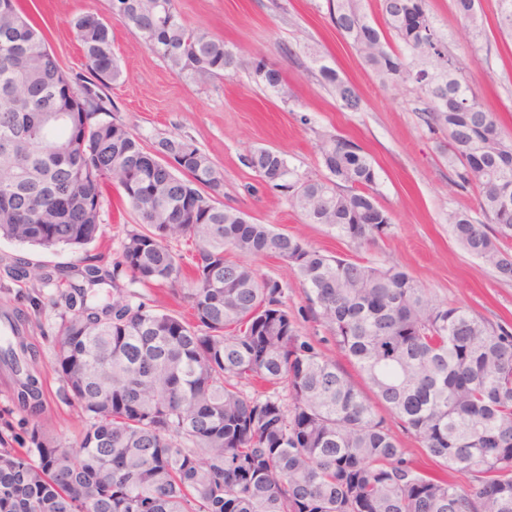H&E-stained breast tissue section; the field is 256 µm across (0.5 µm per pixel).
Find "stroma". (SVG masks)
I'll list each match as a JSON object with an SVG mask.
<instances>
[{
	"instance_id": "stroma-1",
	"label": "stroma",
	"mask_w": 512,
	"mask_h": 512,
	"mask_svg": "<svg viewBox=\"0 0 512 512\" xmlns=\"http://www.w3.org/2000/svg\"><path fill=\"white\" fill-rule=\"evenodd\" d=\"M20 8L41 25L50 50L70 77H88L86 60L68 27L73 16L97 13L112 29V49L122 76L103 87L111 103L110 117L128 127L145 144L178 136L209 157L224 179L225 206L246 213L277 232L303 239L329 256L363 259L406 268L417 283L438 299L469 307L475 315L512 328V282L498 280L492 269L463 252L448 232V213L475 210L473 193L454 187L438 141L420 120L419 104L409 88L382 80L337 31L327 0H176L183 24L190 30L224 39L247 60L261 56L287 84L291 98L282 101L257 84L247 67L201 83L170 69L152 53L134 30L107 10V0H18ZM486 16L484 48L472 54V35L456 17L451 0H428L436 26L465 68L471 87L487 111L498 113L502 131L512 136V39L494 26L495 0H480ZM335 68L356 90L358 111L344 108L324 84L319 64ZM329 134L358 144L376 172V199L389 211L388 235L359 244L324 224L306 223L294 210L287 190L263 183L243 158L254 148L283 152L302 176L320 177L318 145ZM137 213L123 194L108 188L103 203L102 236L82 249L44 250L0 238V350L22 335L34 351L31 371L44 393V409L33 418L16 400L18 378L0 359V448L22 452L31 434L70 445L79 434L77 409L65 393L55 364L54 342L59 308L50 299L55 287L42 283L39 272L63 269L76 273L85 257L112 267ZM27 278L13 279L17 264ZM252 265L285 291L288 311L301 335L344 370L358 378L357 367L335 347L327 330L305 309L304 286L273 257H255ZM122 287L143 301L189 315L166 290L120 275L116 284L95 287L97 299L112 297Z\"/></svg>"
}]
</instances>
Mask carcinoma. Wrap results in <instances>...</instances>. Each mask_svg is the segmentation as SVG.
Returning a JSON list of instances; mask_svg holds the SVG:
<instances>
[{"instance_id":"carcinoma-1","label":"carcinoma","mask_w":512,"mask_h":512,"mask_svg":"<svg viewBox=\"0 0 512 512\" xmlns=\"http://www.w3.org/2000/svg\"><path fill=\"white\" fill-rule=\"evenodd\" d=\"M152 2L109 7L171 68L204 81L243 64L223 39L185 27L175 0H160L173 22L158 25ZM364 2L328 0L332 22L377 75L409 85L424 104L423 123L445 139L452 183L478 196L475 211L448 212L450 232L512 281L503 245L512 239V137L479 101L427 0H376L380 25ZM453 6L476 55L479 0ZM70 27L92 81L63 72L17 0L0 9V237L86 246L102 234L103 189L113 185L141 224L113 270L81 269L84 285L125 271L169 287L191 318L137 303L124 288L91 304L84 285L68 283L55 357L85 426L69 446L37 438L24 454L0 448V512H512V331L436 300L396 264L328 256L224 207L223 177L199 149L170 136L156 141L162 155L151 154L127 127L101 118L111 109L99 89L122 75L112 32L93 12ZM496 27L512 37V0H497ZM314 62L342 105L359 109L350 83ZM248 65L290 98L280 74L262 73L263 59ZM347 142H321L322 178L298 176L265 147L245 165L268 184L288 182L308 223L368 243L392 216L376 201L371 158ZM182 243L191 245L187 264L175 248ZM232 254L290 267L311 318L440 470L405 456L359 387L299 333L280 284ZM0 355L23 377L18 405L40 415L28 347L20 341ZM450 470L468 474V486Z\"/></svg>"}]
</instances>
